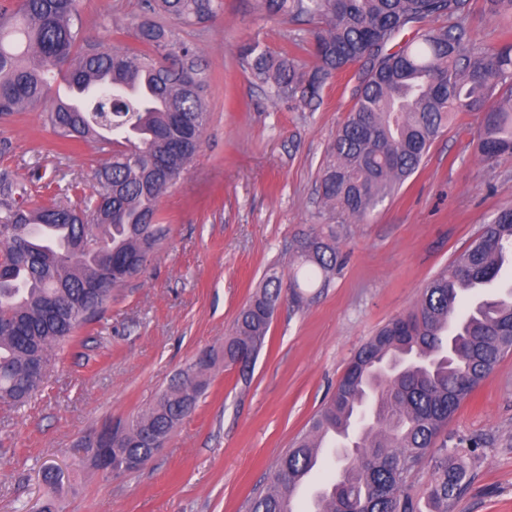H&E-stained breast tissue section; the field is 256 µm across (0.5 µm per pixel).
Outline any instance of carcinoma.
Segmentation results:
<instances>
[{
	"instance_id": "obj_1",
	"label": "carcinoma",
	"mask_w": 512,
	"mask_h": 512,
	"mask_svg": "<svg viewBox=\"0 0 512 512\" xmlns=\"http://www.w3.org/2000/svg\"><path fill=\"white\" fill-rule=\"evenodd\" d=\"M223 0H146L178 28L144 22L140 48L83 37L80 0H17L0 9V117L43 110L62 141L95 144L107 156L97 187L73 206L33 200L24 180L0 173V403L21 407L40 393L56 352L82 326L97 321L112 292L140 275L165 241L161 196L187 170L200 147L210 81L200 52L182 28L202 24ZM272 16L320 28L314 43L291 39L276 53L252 40L240 46L241 67L275 102L305 110L320 105L329 79L362 63L355 102L336 132L320 188L331 218L366 216L415 173L448 120L476 117L486 163L512 158V41L477 42L468 18L474 0H261ZM481 9L512 27V0H482ZM65 73L70 95L52 94ZM288 269L291 298L302 308L329 287L341 264L336 229L312 226L295 240ZM119 271L107 277L104 256ZM512 262V208L499 210L469 246L432 277L418 309L389 321L355 353L336 390L306 434L277 460L267 491L249 512H294L298 484L316 469L320 440L352 429L367 401L376 367L417 359L376 385V419L355 435L357 458L320 494L316 512H448L466 490L464 455L441 435L454 414L512 351V286L462 310L467 293L493 288ZM276 267L224 338V366L249 383L265 346L281 293ZM317 284L315 292L306 287ZM175 378L153 404L123 426V437L98 442L92 459L122 473L145 465L151 440L170 438L210 384ZM431 475L423 495L411 491L424 460Z\"/></svg>"
}]
</instances>
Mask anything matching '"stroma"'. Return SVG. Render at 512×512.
<instances>
[{
  "label": "stroma",
  "instance_id": "stroma-1",
  "mask_svg": "<svg viewBox=\"0 0 512 512\" xmlns=\"http://www.w3.org/2000/svg\"><path fill=\"white\" fill-rule=\"evenodd\" d=\"M85 34L138 48L140 0H81ZM310 27L223 0L186 28L210 73L209 120L188 170L161 197L168 237L145 272L115 292L104 318L56 355L44 391L23 408L0 403V512H248L279 456L308 428L351 358L389 320L413 313L422 288L512 206V159L483 162L477 120L452 118L418 171L362 220L338 225L345 265L304 309L281 294L250 384L217 365L196 409L142 469L106 476L90 449L108 424L145 410L200 351L222 353L239 310L271 265L288 270L295 237L329 217L321 168L354 104L360 65L329 80L315 111L272 103L237 61L257 39L280 50ZM105 161L93 144L57 140L43 115L0 119V171L93 191ZM482 441L473 479L452 512H512V352L448 425V441ZM64 473L46 485L42 465Z\"/></svg>",
  "mask_w": 512,
  "mask_h": 512
}]
</instances>
